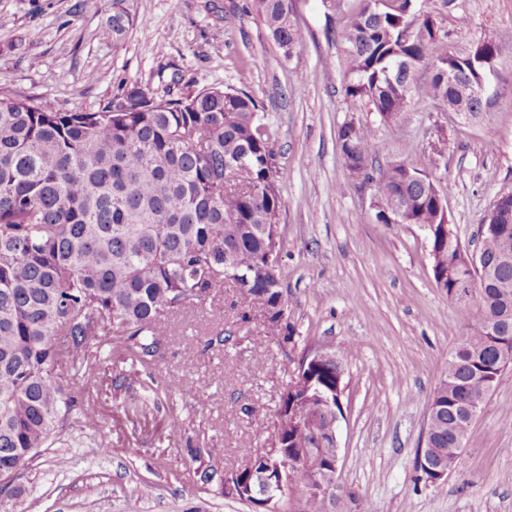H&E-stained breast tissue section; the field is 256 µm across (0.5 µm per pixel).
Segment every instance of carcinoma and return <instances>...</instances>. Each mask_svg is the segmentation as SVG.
Segmentation results:
<instances>
[{"label": "carcinoma", "instance_id": "cac0c4a2", "mask_svg": "<svg viewBox=\"0 0 512 512\" xmlns=\"http://www.w3.org/2000/svg\"><path fill=\"white\" fill-rule=\"evenodd\" d=\"M283 55L298 35L289 0H253ZM132 23L124 0H114L112 35ZM345 46L350 80L345 95L366 101L381 120L394 122L416 99L445 112L467 109L480 119L489 101H466L461 88L487 78L484 61L499 44L476 55H435L438 29L415 10L414 0H359L351 22L336 31ZM436 58L428 80L418 66ZM255 99L243 89L210 87L178 99L127 93L94 112H65L51 99L34 102L0 87V496L10 512H26L15 479L19 461L33 460L64 434L96 424L95 413L58 368H86L107 346L123 353L149 379L154 406L180 392L173 380L155 379L165 359L161 328L191 302L224 287V254L241 258L229 269L241 309L274 308L284 298L279 267L268 265L271 238L263 225L278 223L282 206L270 136ZM376 131L345 122L336 142L352 182L390 204L400 223L436 227L429 238L432 273L445 280L448 298L475 299L476 322L460 337L448 369L431 395L443 406L425 447L458 458L459 431L483 385L495 388L503 370L497 347L512 342V213L490 208L482 223L500 226L480 240L479 265L456 269L470 250L457 234L445 235L439 201L448 199L430 174L392 156ZM247 165L228 171V159ZM309 392L288 394L276 412L281 456L293 459L307 418L324 414L315 394L332 396L336 363L324 360L303 372ZM333 445L319 467H302L289 482L305 488L328 469ZM217 476L194 471L197 492ZM337 500L314 498L306 512H336Z\"/></svg>", "mask_w": 512, "mask_h": 512}]
</instances>
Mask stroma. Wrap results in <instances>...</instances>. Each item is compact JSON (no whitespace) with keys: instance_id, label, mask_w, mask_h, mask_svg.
I'll return each mask as SVG.
<instances>
[{"instance_id":"stroma-1","label":"stroma","mask_w":512,"mask_h":512,"mask_svg":"<svg viewBox=\"0 0 512 512\" xmlns=\"http://www.w3.org/2000/svg\"><path fill=\"white\" fill-rule=\"evenodd\" d=\"M252 0H126L133 23L106 36L113 0H0V85L66 112L96 111L138 86L186 96L220 86L249 91L271 135L283 206L279 272L290 343L268 335L260 311L241 314L221 288L170 326L160 376L184 377L190 394L156 411L139 367L103 350L86 402L98 415L79 438L45 449L19 481L33 512H252L190 485L199 463L237 468L267 452L275 411L303 350L324 348L345 374L336 438L338 482L374 512H512V368L489 394L446 482L417 472L429 398L460 334L475 324L468 299L436 288L429 242L413 224H384L370 190L350 183L336 145L346 121L373 126L379 142L449 188L448 219L476 249L482 217L512 188V0H416L439 30V51L499 43L487 77L492 105L472 121L412 101L381 122L347 98L336 29L358 0H290L299 37L284 57ZM222 29L223 39L213 37ZM337 67L326 74L323 62ZM106 73L101 83L90 72ZM444 138L446 150L431 146ZM225 333L224 346L207 339ZM90 442L107 447L89 457ZM221 446L223 458L209 448ZM153 486L135 500L137 483Z\"/></svg>"}]
</instances>
